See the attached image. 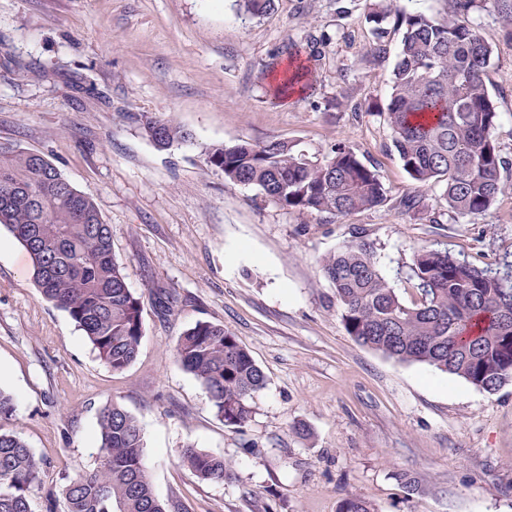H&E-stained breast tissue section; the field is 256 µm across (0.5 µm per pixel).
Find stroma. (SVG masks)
I'll return each instance as SVG.
<instances>
[{
    "label": "stroma",
    "mask_w": 512,
    "mask_h": 512,
    "mask_svg": "<svg viewBox=\"0 0 512 512\" xmlns=\"http://www.w3.org/2000/svg\"><path fill=\"white\" fill-rule=\"evenodd\" d=\"M372 2L275 0L251 17L237 0H0V144L46 156L94 200L143 303L138 355L112 371L0 227V389L15 405L4 426L43 463L33 512L96 466L99 413L115 402L140 422L156 496L179 512H338L352 495L376 512H512V382L490 394L357 344L320 268L367 240L409 301L402 273L420 247L512 261V194L455 217L441 187L404 171L383 116L402 33L387 22L374 59ZM469 19L493 48L494 137L512 159V38L485 7ZM293 44L317 51L309 88L282 100L275 64ZM337 97L347 107H331ZM154 117L186 139L157 147L142 128ZM275 137L315 155L350 143L376 163L386 205L301 218L206 165L211 148ZM414 190L426 209H397ZM199 321L230 330L267 378L243 430L174 355ZM188 445L229 460L233 478L200 480L179 460Z\"/></svg>",
    "instance_id": "stroma-1"
}]
</instances>
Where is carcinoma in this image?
I'll return each instance as SVG.
<instances>
[{
    "instance_id": "cac0c4a2",
    "label": "carcinoma",
    "mask_w": 512,
    "mask_h": 512,
    "mask_svg": "<svg viewBox=\"0 0 512 512\" xmlns=\"http://www.w3.org/2000/svg\"><path fill=\"white\" fill-rule=\"evenodd\" d=\"M239 2L256 16L274 6V0ZM476 4L448 0L447 17L438 19L378 0L372 16L371 50L378 58L387 53L384 23L394 16L403 28L385 111L393 147L413 182L443 186L448 212L458 217L480 216L512 193L509 162L494 139L499 112L484 79L493 48L469 21ZM482 4L512 27V0ZM280 74V94L307 88L300 47L289 50ZM143 129L159 147L185 138L169 119H149ZM206 164L300 216L345 218L387 201L376 164L344 142L319 157L279 138L241 141L212 149ZM0 226L26 249L44 298L68 313L99 360L114 371L127 368L143 335L142 302L113 257L111 230L93 199L43 155L0 146ZM321 269L347 334L359 345L398 362L428 364L488 393L512 381L509 270L480 268L446 245L424 246L406 273L416 290L406 302L365 240L324 257ZM175 355L207 390L224 425L244 428L266 377L236 336L221 324L198 322L179 336ZM98 427L96 467L49 494L46 512H169L153 492L137 418L113 403L101 411ZM180 462L204 481L232 478L228 461L192 445L181 450ZM41 466L18 433L0 425V512H32L28 490ZM339 512L375 509L350 496Z\"/></svg>"
}]
</instances>
